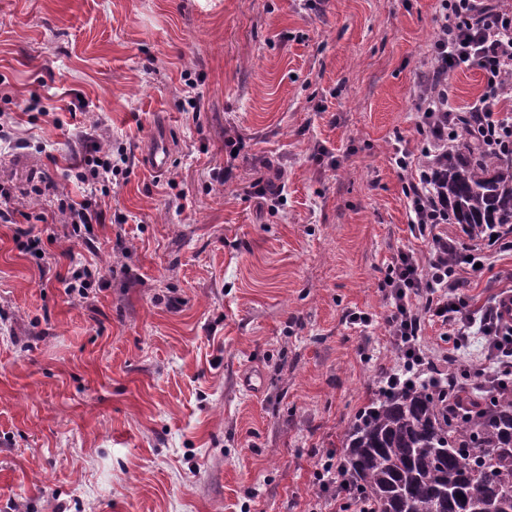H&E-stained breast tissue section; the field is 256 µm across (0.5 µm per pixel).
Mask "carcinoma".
Returning a JSON list of instances; mask_svg holds the SVG:
<instances>
[{
  "label": "carcinoma",
  "instance_id": "cac0c4a2",
  "mask_svg": "<svg viewBox=\"0 0 512 512\" xmlns=\"http://www.w3.org/2000/svg\"><path fill=\"white\" fill-rule=\"evenodd\" d=\"M440 185L466 236L512 226V168L466 137ZM455 378L451 394L432 377L380 387L343 435L339 489L370 512H512V387Z\"/></svg>",
  "mask_w": 512,
  "mask_h": 512
}]
</instances>
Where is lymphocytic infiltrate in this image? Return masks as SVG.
Here are the masks:
<instances>
[{
  "label": "lymphocytic infiltrate",
  "instance_id": "obj_1",
  "mask_svg": "<svg viewBox=\"0 0 512 512\" xmlns=\"http://www.w3.org/2000/svg\"><path fill=\"white\" fill-rule=\"evenodd\" d=\"M437 28L430 45L427 66L430 79L417 90L419 128L423 140L418 151L396 148V166L409 175L403 188L408 222L415 236L427 241L428 259L416 253H398L387 266L381 283L390 310L389 332L403 359L404 370L425 365L427 354L419 342L426 317L436 318L453 336L457 350L468 349L480 338L493 351L490 363L477 368L478 378L512 379V292L495 296L486 305H469L461 282L463 265L488 264L484 250L458 253L454 243L436 234L438 225L449 223L448 203L436 177L448 160V151L461 136L482 142L488 153L512 155V114L498 111V103L512 83V14L485 5L484 0H440ZM475 66L486 78L483 93L464 111L448 105V74L460 66ZM127 162L125 153L92 149L74 163L75 178L87 199L81 203L59 200L73 232L100 221L89 200L99 188L111 183ZM425 294L424 305L412 296Z\"/></svg>",
  "mask_w": 512,
  "mask_h": 512
}]
</instances>
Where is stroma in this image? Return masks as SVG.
I'll return each mask as SVG.
<instances>
[{
  "label": "stroma",
  "instance_id": "1",
  "mask_svg": "<svg viewBox=\"0 0 512 512\" xmlns=\"http://www.w3.org/2000/svg\"><path fill=\"white\" fill-rule=\"evenodd\" d=\"M439 0H0V512H336L315 471L397 369L379 285L408 226L395 134ZM475 67L448 103L482 92ZM166 128L162 173L140 155ZM243 147L229 158L227 138ZM128 162L75 235L57 209L90 145ZM282 173L283 197L246 186ZM464 269L472 307L512 249ZM42 242L29 252L26 237ZM100 283L66 294L69 272ZM369 323L352 322V313Z\"/></svg>",
  "mask_w": 512,
  "mask_h": 512
}]
</instances>
